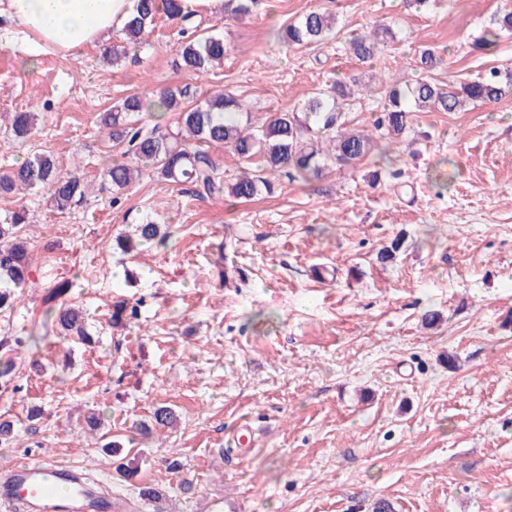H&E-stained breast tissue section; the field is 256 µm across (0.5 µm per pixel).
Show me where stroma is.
<instances>
[{"instance_id":"stroma-1","label":"stroma","mask_w":512,"mask_h":512,"mask_svg":"<svg viewBox=\"0 0 512 512\" xmlns=\"http://www.w3.org/2000/svg\"><path fill=\"white\" fill-rule=\"evenodd\" d=\"M506 0H260L245 21L202 12L227 52L208 73L176 69L185 36L161 16L118 66L99 47L33 55L0 17V170L50 152L93 193L59 213L43 190L0 197L25 209L33 284L0 311V387L15 437L0 465L42 455L97 471L145 512H512V97L466 112H418L389 152L401 186L371 160L305 185L280 178L247 202L202 199L191 185L144 175L113 201L99 112L128 96L189 87L195 101L229 90L253 119L286 112L334 80L403 83L416 50L443 57L457 82L512 66V37L468 53ZM337 15L341 36L292 49L273 37L310 10ZM397 33L362 63L344 37ZM37 113L30 141L5 113ZM148 218L170 238L137 256L113 249ZM396 258L377 252L395 237ZM86 313L92 344L50 338L17 349L43 319L56 282ZM136 317L115 327V298ZM436 310V327L422 323ZM172 408V429L135 427ZM100 414V432L84 418ZM253 437L238 450L243 424ZM117 447L105 455L103 447ZM157 494L146 501L144 490Z\"/></svg>"}]
</instances>
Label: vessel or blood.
I'll return each instance as SVG.
<instances>
[{
	"label": "vessel or blood",
	"instance_id": "1",
	"mask_svg": "<svg viewBox=\"0 0 512 512\" xmlns=\"http://www.w3.org/2000/svg\"><path fill=\"white\" fill-rule=\"evenodd\" d=\"M0 507L5 512H129L112 498L93 471L44 460H21L0 468Z\"/></svg>",
	"mask_w": 512,
	"mask_h": 512
}]
</instances>
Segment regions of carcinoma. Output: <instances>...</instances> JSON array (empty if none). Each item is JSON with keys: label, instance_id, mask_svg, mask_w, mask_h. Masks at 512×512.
<instances>
[{"label": "carcinoma", "instance_id": "obj_1", "mask_svg": "<svg viewBox=\"0 0 512 512\" xmlns=\"http://www.w3.org/2000/svg\"><path fill=\"white\" fill-rule=\"evenodd\" d=\"M257 0H224V13L236 17L251 14ZM163 14L182 24H192L196 14L184 13L179 0H137L135 14L115 42L102 50L104 61L117 66L131 48H139L152 32L158 15ZM512 33V8H504L491 18L490 26L468 42L470 51L490 54L498 39ZM338 34L334 15L312 10L298 21L277 30L276 38L292 48H303ZM387 27L373 33L346 38L349 52L358 60L374 58L379 46L394 41ZM224 36L208 31L184 43L174 66L189 72H206L224 61ZM441 63L432 48L419 50L415 69L421 77L404 85L384 82L381 94L384 104L377 112L371 129L351 131L345 128V114L361 93L344 81L305 99L290 112H275L260 122L241 123V104L233 93L219 91L201 103L190 100L185 88H166L149 95L131 96L97 116L99 127L107 130L112 148L121 160L106 164L104 176L118 196L145 170L156 178L174 185L191 184L197 196L207 198L223 193L250 200L265 191L274 192L273 176L291 181L319 180L332 167L353 165L368 157L372 149L381 161L388 160V142L411 130L412 113L460 112L474 103H495L512 93V69L493 67L477 77L450 83L438 81L434 74ZM155 111L173 113L174 121L162 129L156 123H141L140 114ZM15 139L24 142L32 134L37 121L34 112H14L9 118ZM224 147L242 160L259 155L266 177L241 173L226 185L218 173V163L208 147ZM33 188L48 194L50 206L63 213L82 201L89 185L80 176L64 171L50 153H35L21 164L0 171V196L21 193ZM26 211L19 209L0 220V310L11 309L18 299L17 290L31 277L32 258L25 227ZM167 236L164 226L150 221L134 225L133 233L120 237L117 246L133 252ZM69 282L60 281L48 292L50 305L44 310L43 331L28 336L30 345L46 341L49 334L87 341L85 315L80 308L60 300ZM173 411L162 406L152 413V424L141 423V435L153 428L169 426Z\"/></svg>", "mask_w": 512, "mask_h": 512}]
</instances>
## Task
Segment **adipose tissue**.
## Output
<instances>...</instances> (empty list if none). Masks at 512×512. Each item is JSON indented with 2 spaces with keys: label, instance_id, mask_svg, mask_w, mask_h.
I'll use <instances>...</instances> for the list:
<instances>
[{
  "label": "adipose tissue",
  "instance_id": "obj_1",
  "mask_svg": "<svg viewBox=\"0 0 512 512\" xmlns=\"http://www.w3.org/2000/svg\"><path fill=\"white\" fill-rule=\"evenodd\" d=\"M135 0H0V16L35 38L38 50L76 55L122 29Z\"/></svg>",
  "mask_w": 512,
  "mask_h": 512
}]
</instances>
